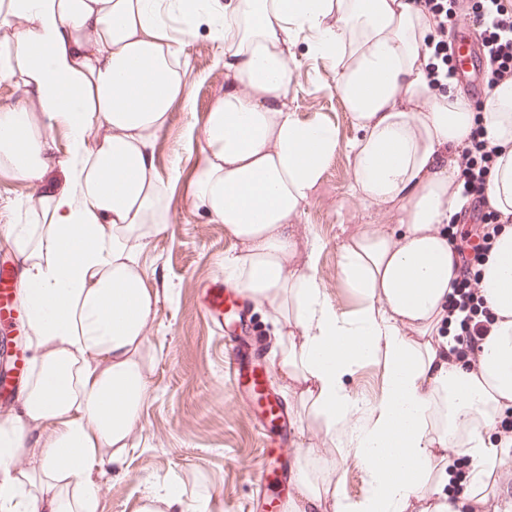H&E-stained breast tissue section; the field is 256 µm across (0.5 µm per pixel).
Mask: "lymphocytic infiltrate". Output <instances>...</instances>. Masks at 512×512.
<instances>
[{"instance_id": "obj_1", "label": "lymphocytic infiltrate", "mask_w": 512, "mask_h": 512, "mask_svg": "<svg viewBox=\"0 0 512 512\" xmlns=\"http://www.w3.org/2000/svg\"><path fill=\"white\" fill-rule=\"evenodd\" d=\"M416 3L435 21V33L431 37L434 61L428 74L431 85L443 87L448 79V30L456 26L462 13L467 14L481 38L486 88L512 81V0H416ZM496 158V147L478 129L474 130L460 157L465 215L461 223L452 227L459 270L448 300L447 322L454 332L449 358L464 367L475 366L478 347L495 321L481 295L477 268L493 241L486 223L488 213L483 196Z\"/></svg>"}]
</instances>
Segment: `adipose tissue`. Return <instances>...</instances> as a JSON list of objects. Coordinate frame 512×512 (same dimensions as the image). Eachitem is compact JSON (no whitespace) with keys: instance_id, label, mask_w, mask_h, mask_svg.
Masks as SVG:
<instances>
[{"instance_id":"obj_1","label":"adipose tissue","mask_w":512,"mask_h":512,"mask_svg":"<svg viewBox=\"0 0 512 512\" xmlns=\"http://www.w3.org/2000/svg\"><path fill=\"white\" fill-rule=\"evenodd\" d=\"M202 20L224 47L226 83L189 134L191 195L240 243L224 273L279 336L276 371L304 436L288 512H490L512 453V437L487 438L512 408V82L479 116L452 89H430L434 21L414 0H0V29L13 33L0 43V81L28 93L0 107V172L35 185L53 159L68 175L0 226L22 268L34 364L0 423V512H98L105 476L135 445L156 299L140 257L171 224L181 177L159 176L154 143L172 103L189 97L182 44ZM301 37L332 64L357 130L349 143L288 107ZM478 125L498 148L483 203L502 228L479 275L495 322L467 369L449 362L442 328L457 276L458 158ZM343 149L354 197L395 217L339 250V277L360 301L350 315L328 299L317 245L296 226ZM370 360L385 386L366 407L346 379ZM312 429L363 462L359 498L319 467ZM453 449L471 460L464 498L444 491Z\"/></svg>"}]
</instances>
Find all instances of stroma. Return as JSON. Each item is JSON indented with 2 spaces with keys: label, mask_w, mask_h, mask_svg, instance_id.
<instances>
[{
  "label": "stroma",
  "mask_w": 512,
  "mask_h": 512,
  "mask_svg": "<svg viewBox=\"0 0 512 512\" xmlns=\"http://www.w3.org/2000/svg\"><path fill=\"white\" fill-rule=\"evenodd\" d=\"M222 45L199 25L183 44L187 61L185 100L172 105V119L156 142L157 169L181 178L169 190L173 221L141 256V268L157 290L148 343L154 354L153 393L143 409L136 446L123 469L104 486L98 512H138L145 490L178 486L187 506L209 496L210 512H253L257 476L267 462L265 438L251 415L233 397L224 373V336L202 311L201 290L223 277L226 257L237 250L223 225L197 209L190 194L196 154L187 141L211 104L224 93ZM289 108L301 119L334 123L342 141L357 135L350 117L326 81L329 61L314 57L304 41L291 48ZM65 173L50 165L40 184L0 173V225L18 218L19 206L39 193L61 188ZM352 160L339 151L324 181L305 206L300 230L319 242L318 277L330 301L349 312L358 301L338 276L340 247L360 225L389 223L388 214L358 205L351 193Z\"/></svg>",
  "instance_id": "stroma-1"
}]
</instances>
